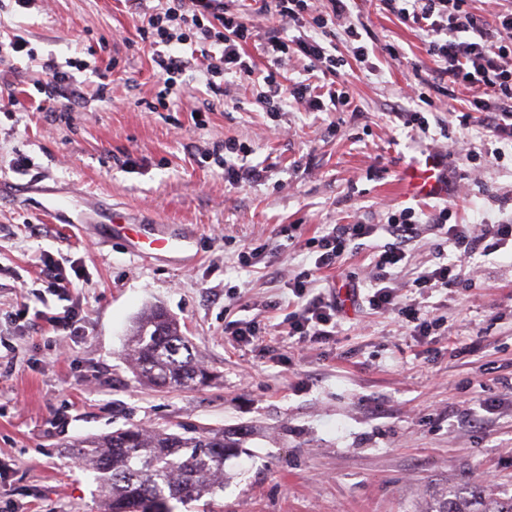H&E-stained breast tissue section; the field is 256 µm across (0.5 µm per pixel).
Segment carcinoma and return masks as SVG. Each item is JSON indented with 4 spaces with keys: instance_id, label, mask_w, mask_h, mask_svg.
Returning a JSON list of instances; mask_svg holds the SVG:
<instances>
[{
    "instance_id": "1",
    "label": "carcinoma",
    "mask_w": 512,
    "mask_h": 512,
    "mask_svg": "<svg viewBox=\"0 0 512 512\" xmlns=\"http://www.w3.org/2000/svg\"><path fill=\"white\" fill-rule=\"evenodd\" d=\"M127 355L150 385L199 388L212 381L179 323L158 307L133 322ZM75 447L78 462L95 473L100 512H172V500L215 504L226 482L224 458L240 443L222 430L174 433L133 425ZM422 512H512V497L488 500L472 486L432 499Z\"/></svg>"
}]
</instances>
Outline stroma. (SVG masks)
<instances>
[{"mask_svg": "<svg viewBox=\"0 0 512 512\" xmlns=\"http://www.w3.org/2000/svg\"><path fill=\"white\" fill-rule=\"evenodd\" d=\"M363 21L365 63L341 69L355 111L310 112L288 103L264 111L249 80L226 76L223 96L188 70L169 109L155 105L160 69L141 50L130 0H44L18 15L0 9V34L21 31L32 58L0 65V512H96L94 476L62 444L138 425L172 432L204 426L240 433L242 453L224 462V512H418L430 498L482 482L512 496V246L483 255L440 252L422 232L403 277L454 264L475 287L426 300L444 323L420 340L394 316L345 300L338 333L297 350L286 336L288 283L312 269L313 237L332 224H383L413 208L420 219L450 207L454 224H512V140L492 138L470 91H432L426 118L444 155L445 196L404 194L403 169L419 152L395 107L426 61L420 31L352 0ZM116 59L98 101L94 70L76 74L86 106L40 108L44 60ZM467 138L473 159L449 154L440 126ZM235 141L265 181L231 186L212 159ZM499 149L490 163L483 148ZM27 158L19 172L15 163ZM73 192L70 223L43 221L46 188ZM129 220L188 224L196 258L142 259L108 237L111 209ZM385 233L365 239L317 288H367ZM256 251L250 265L239 254ZM76 270L67 301L51 293L45 260ZM79 308L76 333L49 315ZM163 307L213 373L209 386L152 388L133 374L125 334L151 306ZM44 317H35V310ZM257 331L237 340L245 323ZM488 404L480 424L469 409Z\"/></svg>", "mask_w": 512, "mask_h": 512, "instance_id": "35a3bbf8", "label": "stroma"}]
</instances>
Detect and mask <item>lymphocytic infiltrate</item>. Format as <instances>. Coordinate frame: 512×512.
Returning <instances> with one entry per match:
<instances>
[{"mask_svg": "<svg viewBox=\"0 0 512 512\" xmlns=\"http://www.w3.org/2000/svg\"><path fill=\"white\" fill-rule=\"evenodd\" d=\"M385 9L403 22L414 25L426 36L430 79L413 89V100L431 105L430 84L462 86L472 93L470 111L488 113L487 126L493 137L512 135V6L493 0L494 6L483 14L470 10L471 0H382ZM318 29L341 26L353 49L351 57L333 54L324 43L299 35L282 39L277 32L258 36L245 23L241 13L230 12L224 0H164L153 9L140 26L141 41L151 52L161 70V88L156 100L169 107L179 95L182 77L191 64H198L206 84L214 94H223L219 79L238 74L260 78L255 102L263 110L277 112L287 101L306 103L313 112H333L350 108L353 100L344 84L338 83L340 69L348 60L363 63L368 51L362 46V22L354 18L348 0H328L324 15L314 17ZM262 39L268 59L266 71H258L245 46ZM192 48L191 57L180 53L181 46ZM296 50L305 70L321 73L324 81L319 94H311L307 84L285 85L279 79L278 62L289 50ZM48 79L40 87L52 111L71 112L80 104L83 93L70 71L57 63L46 62ZM448 208L430 214L420 222L414 209L405 208L390 214L384 226L374 224H337L319 239L314 271L330 270L339 265L351 243L372 237L384 230L389 240L372 261L371 287L364 300L370 310L395 315L398 321L413 324L418 336L432 335L439 327L438 319L423 313L418 303L403 301L396 285L399 269L406 265L409 245L416 241L423 227L434 230L446 247L467 253H489L512 241V224H453ZM312 274L294 280L289 288L294 296L288 314V336L294 345L304 348L329 340L336 334L338 315L342 309L337 295L315 291ZM418 294L454 291L460 285L455 268L438 264L416 269L408 281Z\"/></svg>", "mask_w": 512, "mask_h": 512, "instance_id": "lymphocytic-infiltrate-1", "label": "lymphocytic infiltrate"}]
</instances>
